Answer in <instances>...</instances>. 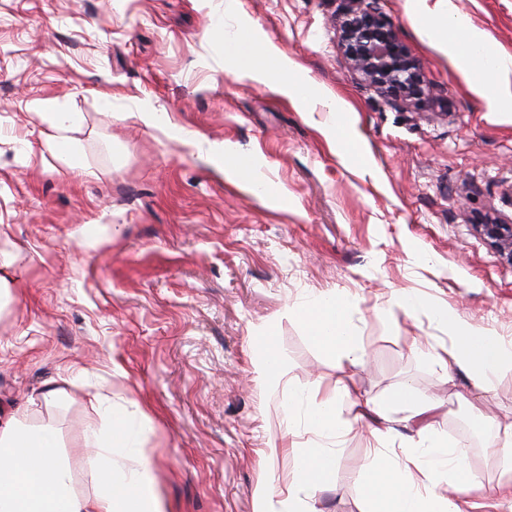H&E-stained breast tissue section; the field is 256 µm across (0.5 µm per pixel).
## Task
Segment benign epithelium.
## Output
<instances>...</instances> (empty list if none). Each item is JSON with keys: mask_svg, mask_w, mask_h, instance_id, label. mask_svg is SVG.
<instances>
[{"mask_svg": "<svg viewBox=\"0 0 512 512\" xmlns=\"http://www.w3.org/2000/svg\"><path fill=\"white\" fill-rule=\"evenodd\" d=\"M338 27L341 48L354 73L402 103L423 94L424 73L382 15L379 0H344ZM478 228L512 259V224L490 218Z\"/></svg>", "mask_w": 512, "mask_h": 512, "instance_id": "benign-epithelium-1", "label": "benign epithelium"}]
</instances>
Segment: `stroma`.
<instances>
[{
  "label": "stroma",
  "mask_w": 512,
  "mask_h": 512,
  "mask_svg": "<svg viewBox=\"0 0 512 512\" xmlns=\"http://www.w3.org/2000/svg\"><path fill=\"white\" fill-rule=\"evenodd\" d=\"M451 2L512 54V0ZM339 8L237 0L236 21L319 86L322 101L302 112L225 70L212 31L224 0H0V257L22 274L0 311V409L53 422L73 445L109 383L151 421L144 453L165 512H262L266 489L287 499L293 446L311 436L287 435L288 391L254 367L269 329L293 384L321 397L340 379L350 390L337 403L346 427L334 467L301 492L307 507L365 512L378 425L365 404L407 388L435 405L423 421L467 448L473 512H512L496 493L512 371L481 390L414 351L449 341L431 304L512 344V262L476 227L487 214L512 220V113L487 110L407 0L381 8L427 88L390 103L344 58ZM336 99L356 110L342 146L325 135ZM50 112L80 114L66 136L87 175L49 149ZM168 124L191 144L164 136ZM224 143L253 152L287 205L231 182L206 154ZM403 292L426 307L406 313ZM332 293L351 299L364 353L341 372L295 313ZM62 374L64 401L31 403ZM420 422L398 408L387 425L410 435Z\"/></svg>",
  "instance_id": "obj_1"
}]
</instances>
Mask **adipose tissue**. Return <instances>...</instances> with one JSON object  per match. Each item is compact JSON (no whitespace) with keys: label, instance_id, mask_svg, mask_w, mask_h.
Returning <instances> with one entry per match:
<instances>
[{"label":"adipose tissue","instance_id":"1","mask_svg":"<svg viewBox=\"0 0 512 512\" xmlns=\"http://www.w3.org/2000/svg\"><path fill=\"white\" fill-rule=\"evenodd\" d=\"M430 43L448 50L464 79L486 101L489 111H512V95L503 96L497 81L512 73V55L489 52L483 36L464 18L449 13L442 4L409 0ZM224 63L236 74L289 97L300 109L320 100L321 92L305 71L260 39L248 25L222 30ZM225 172L249 191L281 199V191L261 172L256 156L238 147H210ZM350 300L344 295L317 297L296 307L316 345L332 355L337 366L358 364L362 353L348 324ZM430 309V308H429ZM435 321L451 325L450 343L428 348L427 356L444 372L469 371L478 387L489 376L512 369V351L499 336L478 333L453 321L446 309L434 307ZM349 389L337 381L333 391L315 402L311 411L288 413V432L308 431L321 436L322 444L299 447L296 489L289 492L292 512H307L298 493L320 481L335 461L330 441L340 433L336 401ZM93 399L99 420L85 426L82 442L89 454L83 462L91 477V490L78 492L74 469L59 430L51 423L34 424L22 411L0 416V512H164L155 490L151 467L138 455L151 430L136 402H116L111 389L101 387ZM403 462H374L364 478V497L370 512H465L463 496L470 486L464 465L467 449L448 443L433 430L419 431L403 444ZM450 495H443V488Z\"/></svg>","mask_w":512,"mask_h":512}]
</instances>
